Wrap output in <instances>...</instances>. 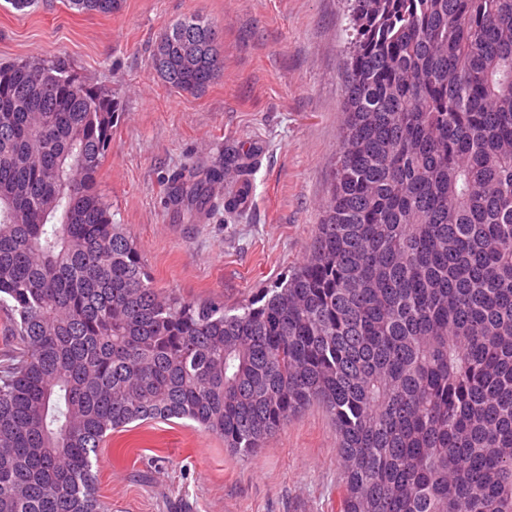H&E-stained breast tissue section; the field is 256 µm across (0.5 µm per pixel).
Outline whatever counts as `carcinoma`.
I'll return each instance as SVG.
<instances>
[{"instance_id": "carcinoma-1", "label": "carcinoma", "mask_w": 512, "mask_h": 512, "mask_svg": "<svg viewBox=\"0 0 512 512\" xmlns=\"http://www.w3.org/2000/svg\"><path fill=\"white\" fill-rule=\"evenodd\" d=\"M110 16L120 0H69ZM342 139L306 261L232 313L161 295L99 171L112 88L61 57L0 65V512H106L99 448L186 419L253 453L311 405L336 426L339 512H512V0H351ZM151 64L202 93L218 27ZM224 173L181 167L199 222ZM11 336L10 320L6 312L0 311V366L7 364L19 350Z\"/></svg>"}]
</instances>
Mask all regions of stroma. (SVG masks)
<instances>
[{
	"instance_id": "stroma-1",
	"label": "stroma",
	"mask_w": 512,
	"mask_h": 512,
	"mask_svg": "<svg viewBox=\"0 0 512 512\" xmlns=\"http://www.w3.org/2000/svg\"><path fill=\"white\" fill-rule=\"evenodd\" d=\"M199 15L217 23L224 70L200 94L167 86L150 66L160 34ZM343 0H121L109 16L38 0H0V63L63 56L111 86L120 116L100 187L163 295L246 303L307 258L324 219L341 140ZM256 153L249 201L198 224L165 205L179 166L223 169ZM339 456L330 416L311 406L249 456L189 420L146 421L99 450V494L112 512H337Z\"/></svg>"
}]
</instances>
